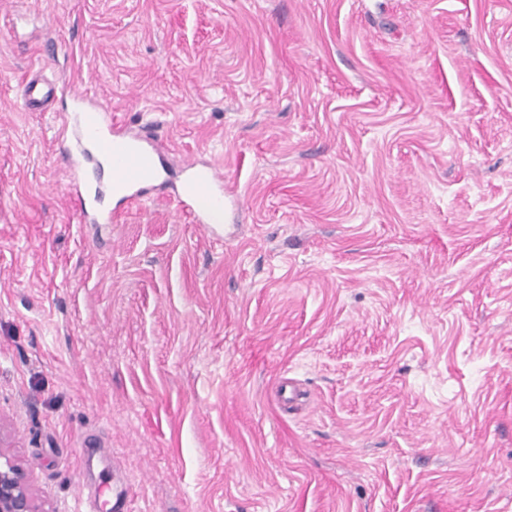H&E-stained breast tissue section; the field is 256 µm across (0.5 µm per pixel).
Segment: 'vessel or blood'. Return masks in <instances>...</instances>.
<instances>
[{
    "label": "vessel or blood",
    "instance_id": "1",
    "mask_svg": "<svg viewBox=\"0 0 512 512\" xmlns=\"http://www.w3.org/2000/svg\"><path fill=\"white\" fill-rule=\"evenodd\" d=\"M72 100L73 110L64 115V131L59 135L64 159L71 168L91 160L106 163L110 173L108 193L116 198L118 206L103 208V194L89 184L73 188L72 193L87 222L109 224L118 218L120 206L134 205L159 188L160 150L147 136L116 128L107 108L86 104L78 94ZM176 196L196 223H210V207L227 201L224 178L213 166L186 163Z\"/></svg>",
    "mask_w": 512,
    "mask_h": 512
}]
</instances>
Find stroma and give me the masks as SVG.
Segmentation results:
<instances>
[{
    "instance_id": "35a3bbf8",
    "label": "stroma",
    "mask_w": 512,
    "mask_h": 512,
    "mask_svg": "<svg viewBox=\"0 0 512 512\" xmlns=\"http://www.w3.org/2000/svg\"><path fill=\"white\" fill-rule=\"evenodd\" d=\"M74 91L242 217L81 223ZM0 447L57 512H512V0H0Z\"/></svg>"
}]
</instances>
